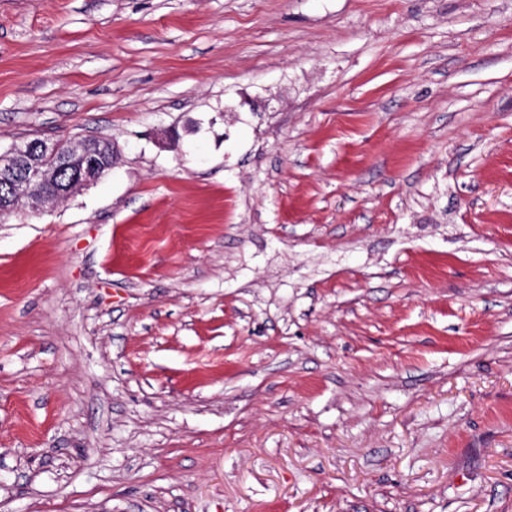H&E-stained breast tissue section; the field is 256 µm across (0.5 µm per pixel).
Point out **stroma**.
<instances>
[{
    "instance_id": "obj_1",
    "label": "stroma",
    "mask_w": 512,
    "mask_h": 512,
    "mask_svg": "<svg viewBox=\"0 0 512 512\" xmlns=\"http://www.w3.org/2000/svg\"><path fill=\"white\" fill-rule=\"evenodd\" d=\"M0 512H512V0H0ZM100 143L105 170L90 138L69 141L35 138L1 151L0 181L4 183L6 200L15 206L24 201L32 211H41L66 200L77 189L97 182L103 172L112 168V142L100 137ZM64 170L71 172V182L46 189Z\"/></svg>"
}]
</instances>
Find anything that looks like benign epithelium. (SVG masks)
<instances>
[{"label": "benign epithelium", "mask_w": 512, "mask_h": 512, "mask_svg": "<svg viewBox=\"0 0 512 512\" xmlns=\"http://www.w3.org/2000/svg\"><path fill=\"white\" fill-rule=\"evenodd\" d=\"M71 182L47 189L63 171ZM97 150L88 138L59 141L40 139L14 144L0 152V180L6 200L24 202L41 211L69 198L77 189L97 182L103 175Z\"/></svg>", "instance_id": "benign-epithelium-1"}]
</instances>
